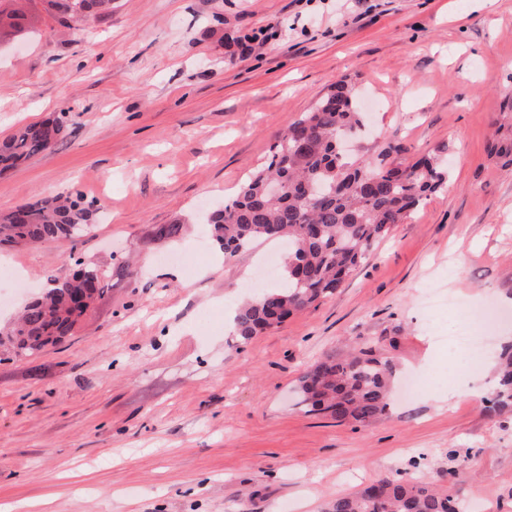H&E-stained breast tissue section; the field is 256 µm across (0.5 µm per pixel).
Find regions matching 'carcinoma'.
Listing matches in <instances>:
<instances>
[{
    "label": "carcinoma",
    "mask_w": 512,
    "mask_h": 512,
    "mask_svg": "<svg viewBox=\"0 0 512 512\" xmlns=\"http://www.w3.org/2000/svg\"><path fill=\"white\" fill-rule=\"evenodd\" d=\"M45 10L62 28L74 29L112 11V0H44ZM8 26L25 28L22 8L6 13ZM360 123L354 85L341 79L320 94L273 146L267 162L255 168L235 198L211 213L204 227L231 259L259 239H284L287 255L281 283L240 305L233 334L248 341L302 312L342 287L346 277L369 256L397 224L427 196L446 186L448 168L436 155L407 167L386 162V155L355 159L336 152L341 136ZM70 135L57 116L17 127L0 141V173L26 164ZM94 211L79 194L47 197L0 213V247L44 245L80 240ZM135 275L125 263L111 272L86 265L58 281L50 277L12 323L0 327V351L33 356L72 335L81 317L103 297L112 274ZM497 385L484 408H512V343L493 353ZM392 357L361 347L347 355L325 354L298 380L302 402L338 422H374L388 414ZM323 512H464L452 494L423 480L380 479L350 495L326 500Z\"/></svg>",
    "instance_id": "1"
}]
</instances>
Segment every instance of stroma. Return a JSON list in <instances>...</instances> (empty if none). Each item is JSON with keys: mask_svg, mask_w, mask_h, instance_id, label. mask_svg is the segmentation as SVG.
<instances>
[{"mask_svg": "<svg viewBox=\"0 0 512 512\" xmlns=\"http://www.w3.org/2000/svg\"><path fill=\"white\" fill-rule=\"evenodd\" d=\"M29 7L35 31L0 43V139L61 114L72 135L0 175V212L78 193L95 215L78 244L0 249L22 276L0 290V322L76 264L141 271L113 278L64 343L0 361V507L322 512L416 477L512 512V410L451 399L487 360L446 342L462 326L512 337V166L490 153L512 136V0H113L66 34ZM342 78L366 115L363 155L405 166L445 149L448 184L335 295L241 342L226 311L259 291L274 246L228 261L187 218L232 199ZM177 221L179 239L153 237ZM429 291L462 309L427 312ZM357 345L397 365L388 416L308 412L300 374Z\"/></svg>", "mask_w": 512, "mask_h": 512, "instance_id": "stroma-1", "label": "stroma"}]
</instances>
